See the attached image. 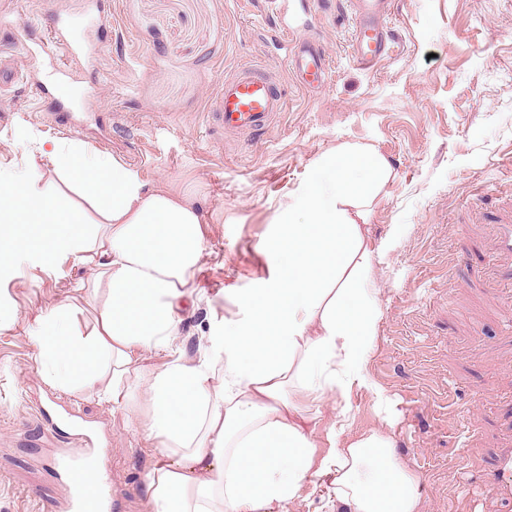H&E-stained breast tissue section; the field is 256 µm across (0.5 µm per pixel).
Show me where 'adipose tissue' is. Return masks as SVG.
<instances>
[{
	"instance_id": "obj_1",
	"label": "adipose tissue",
	"mask_w": 512,
	"mask_h": 512,
	"mask_svg": "<svg viewBox=\"0 0 512 512\" xmlns=\"http://www.w3.org/2000/svg\"><path fill=\"white\" fill-rule=\"evenodd\" d=\"M391 174L371 149L344 145L319 161L283 205L270 247L283 265L259 295L242 298L248 320H225L208 341L216 356L174 359L124 390L144 350L180 333L205 251V214L185 193L145 190L116 159L76 141L39 149L24 172L0 167V279L25 267L87 269L102 293L95 324L80 332L67 301L38 314L33 337L45 381L135 409L160 455L145 478L153 512H267L324 484L336 512H421L419 476L395 455L396 410L367 374L381 318L368 287L382 251L349 216ZM303 212L304 223L294 222ZM223 368H215V357ZM371 388L380 427L351 433L350 393ZM340 395L319 453L328 393Z\"/></svg>"
}]
</instances>
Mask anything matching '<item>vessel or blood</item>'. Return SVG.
I'll use <instances>...</instances> for the list:
<instances>
[{"instance_id": "b4317fda", "label": "vessel or blood", "mask_w": 512, "mask_h": 512, "mask_svg": "<svg viewBox=\"0 0 512 512\" xmlns=\"http://www.w3.org/2000/svg\"><path fill=\"white\" fill-rule=\"evenodd\" d=\"M390 13L389 0H351L352 43L358 63L369 66L383 58L391 41L387 25ZM77 16L56 12L51 16L50 33L61 48L65 60L58 63V73H66L71 62L81 51L75 45L70 32L77 24ZM282 39L292 42L287 59L288 67L303 88L321 87L328 83L331 65L322 43L312 36H298L289 24H282ZM286 101L280 86L270 79L257 65H242L238 72L225 79L223 94L212 119L228 132L266 134L274 125L279 112L284 111ZM92 449L80 453H65L49 461L57 475H75L88 467ZM104 475H97L88 484L72 483L69 508L71 512H109L105 500L99 494ZM488 494H512V448L504 449L499 467L484 484Z\"/></svg>"}]
</instances>
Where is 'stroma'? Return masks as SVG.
<instances>
[{"mask_svg":"<svg viewBox=\"0 0 512 512\" xmlns=\"http://www.w3.org/2000/svg\"><path fill=\"white\" fill-rule=\"evenodd\" d=\"M84 0H0L8 64L33 81L0 88V159L25 166L40 142L82 141L115 158L146 188L189 193L206 214L208 247L176 341L186 359L223 318H244L239 298L281 273L268 244L282 204L316 163L345 144L388 160L389 180L366 208L382 316L368 359L371 381L396 402V454L422 480V512H512L482 496L502 449L512 448V306L496 299L491 245L512 223V0H395L394 43L372 69L352 57L347 17H305L332 76L307 91L290 75L269 0H106L96 26L72 31L78 75L56 83L53 11ZM29 25L45 53L11 29ZM265 65L286 107L263 137L227 134L208 117L225 77ZM67 277L27 270L0 290L16 324L0 331V512H67V489L45 464L74 448L75 424L92 431L110 463L111 512H152L144 489L159 445L148 406L112 410L44 380L28 320L65 301ZM498 403L483 409L480 398Z\"/></svg>","mask_w":512,"mask_h":512,"instance_id":"obj_1","label":"stroma"}]
</instances>
